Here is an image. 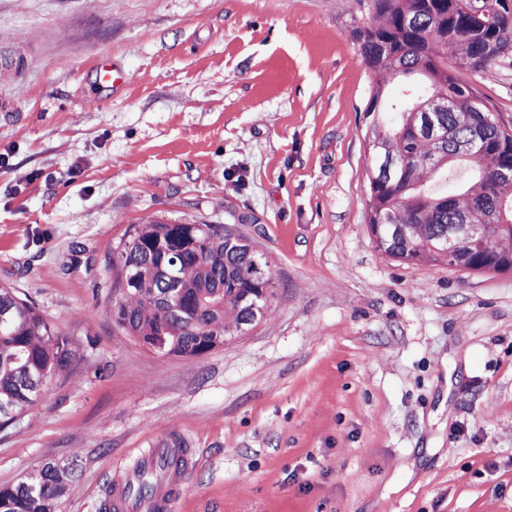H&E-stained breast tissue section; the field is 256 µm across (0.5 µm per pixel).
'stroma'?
Instances as JSON below:
<instances>
[{
	"label": "stroma",
	"mask_w": 512,
	"mask_h": 512,
	"mask_svg": "<svg viewBox=\"0 0 512 512\" xmlns=\"http://www.w3.org/2000/svg\"><path fill=\"white\" fill-rule=\"evenodd\" d=\"M358 0H0V283L73 341L0 429V486L77 471L103 512L141 453L191 467L167 512H512V272L406 263L369 231L366 109L400 76ZM129 79L99 84V61ZM512 123V66L464 72ZM222 224L266 254L260 325L162 358L112 322L131 225Z\"/></svg>",
	"instance_id": "obj_1"
}]
</instances>
